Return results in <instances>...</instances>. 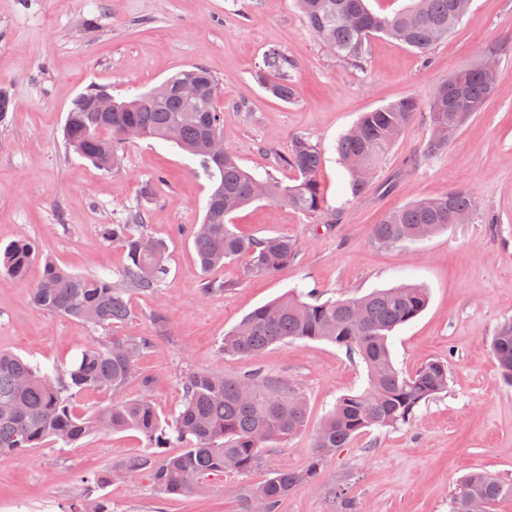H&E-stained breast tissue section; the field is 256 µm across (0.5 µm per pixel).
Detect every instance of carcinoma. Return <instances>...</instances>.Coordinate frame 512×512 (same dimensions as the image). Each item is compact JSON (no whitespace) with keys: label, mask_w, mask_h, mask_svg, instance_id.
<instances>
[{"label":"carcinoma","mask_w":512,"mask_h":512,"mask_svg":"<svg viewBox=\"0 0 512 512\" xmlns=\"http://www.w3.org/2000/svg\"><path fill=\"white\" fill-rule=\"evenodd\" d=\"M311 32L333 54L358 66L371 36L381 33L420 54L427 53L461 22L455 0H412V5L392 15H379L366 0H295ZM292 62L279 47H269L255 72L256 80L272 96L290 101L296 87L288 78ZM497 68L481 65L464 69L460 81L451 77L428 104L415 96L364 113L355 126L337 142L340 163L350 176L352 194H365L373 170L396 143L422 108L429 112L432 128L424 153L445 151L448 140L439 131L450 124L465 125L482 111L494 94ZM197 81L201 93L185 99L177 87ZM167 88L120 101L114 112L94 111L91 100L101 93L89 89L79 95L68 111L64 127L66 144L99 169L118 165L117 146L125 142L124 130L140 129V137L171 141L191 153L199 169L212 182L202 224L193 233V245L202 270L208 271L239 258L257 275H270L294 262L300 247L288 236L246 238L237 234L230 216L256 200L255 190L264 189V199L284 202L306 213L323 210L318 180L322 150L307 138L292 139L279 165L294 172L292 183L272 176L259 179L241 167L231 151L216 158L210 138L219 134L218 88L201 66L180 70L166 80ZM476 202L464 190L419 200L386 214L374 227L382 244L419 240L425 229L433 236L453 223L459 213H473ZM144 212L132 210L123 224H105V238L122 245L127 253L129 286L112 283L99 275L70 273L56 263H45L42 277L33 289L32 304L51 313L78 319L94 326L116 327L131 316L130 290L158 287L166 272L168 246L139 231ZM33 246L20 239L0 256V267L14 277L26 274ZM427 295L407 284L344 300H305L292 291L245 315L224 336L221 350L247 355L288 340H325L359 356L369 373V387L361 393L339 398L316 435L312 456L300 469H279L249 495L248 509L277 512L283 498L310 481L325 460L348 447L365 429L395 428L409 423L417 408L448 388V367L430 360L411 374L398 371L388 341L394 330L414 320L426 307ZM152 347L146 336H112L108 342L87 347L70 368L48 372L20 356L0 352V455L39 448L47 440L71 445L99 431L140 433L151 453L129 459L107 474L90 478L93 488L136 471L147 470L161 494H188L202 481L226 470L243 473L258 465L268 445L300 433L306 424V403L288 383L271 380L257 370L230 379L207 371L183 376L182 408L163 422L153 404L145 399L114 401L98 412L83 416L73 409V400L87 389H122L135 376L136 357ZM493 355L502 377L512 383V323L495 336ZM177 453H167L172 444ZM512 498V483L485 472L464 477L451 499L450 512H469V503L480 500L492 507ZM62 512H108L100 498L86 497Z\"/></svg>","instance_id":"carcinoma-1"}]
</instances>
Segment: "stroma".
I'll return each instance as SVG.
<instances>
[{
    "label": "stroma",
    "mask_w": 512,
    "mask_h": 512,
    "mask_svg": "<svg viewBox=\"0 0 512 512\" xmlns=\"http://www.w3.org/2000/svg\"><path fill=\"white\" fill-rule=\"evenodd\" d=\"M272 45L293 63L298 95L288 103L253 78ZM489 47L499 51L497 89L483 112L434 157L423 152L429 120L419 112L380 162L369 191L353 197L337 139L363 113L404 96L429 101ZM191 66L215 79L224 144L246 170L288 183L293 173L275 157L287 153L293 137L324 152L323 212L258 200L232 216L241 235H284L301 244L297 260L275 274L251 275L240 259L201 270L193 232L211 185L175 143L127 141L118 167L105 171L64 142L67 112L86 90L122 99ZM0 89L12 98L0 122V250L23 238L35 247L24 277L0 270V350L66 369L112 335L153 337L154 347L137 361L151 385L135 380L117 394L84 391L76 399L84 415L117 398L146 397L169 418L190 371L239 377L259 369L288 382L308 404L305 429L276 442L251 471L210 477L186 496L157 493L146 472L132 473L100 488L109 512H246L249 492L271 470L307 463L335 401L368 387L365 364L319 340L241 356L219 349L243 316L295 288L323 301L402 283L425 288L428 304L396 329L391 356L406 374L430 360L446 362L448 388L409 424L366 429L288 494L278 512H338L344 498L357 512H449L470 472L512 482V386L500 378L491 350L499 328L512 322V0H472L456 31L424 57L373 37L358 67L315 39L294 0H0ZM452 190L476 199L470 221L422 241L375 242L373 226L386 212ZM141 206L148 214L143 233L169 246V271L154 290L131 293L125 324L96 328L31 303L48 260L123 282L126 254L101 227L124 223ZM209 285L215 293H206ZM145 445L128 430L0 455V512H61L83 498L85 477L145 455Z\"/></svg>",
    "instance_id": "stroma-1"
}]
</instances>
